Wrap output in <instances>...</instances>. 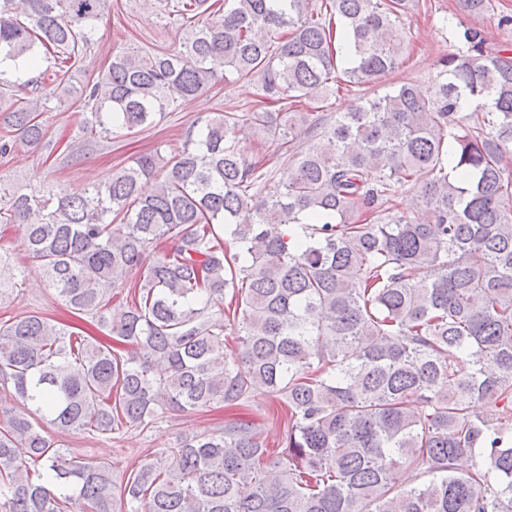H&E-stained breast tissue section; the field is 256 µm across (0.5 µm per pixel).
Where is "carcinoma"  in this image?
<instances>
[{"instance_id":"carcinoma-1","label":"carcinoma","mask_w":512,"mask_h":512,"mask_svg":"<svg viewBox=\"0 0 512 512\" xmlns=\"http://www.w3.org/2000/svg\"><path fill=\"white\" fill-rule=\"evenodd\" d=\"M107 2L0 0V155L40 144L72 94L79 131L105 139L231 76L258 99L90 187L0 190V223L102 333L0 321V386L21 405L0 424V512H512V45L467 28L436 94L371 96L403 64L406 0H175L178 48L118 53L75 88ZM353 89L332 121L298 109ZM248 127L316 142L276 184L240 149ZM405 186L424 221L385 207ZM12 270L0 251V293ZM258 394L281 404L280 450L230 419L158 449L118 498L110 465L56 439Z\"/></svg>"}]
</instances>
